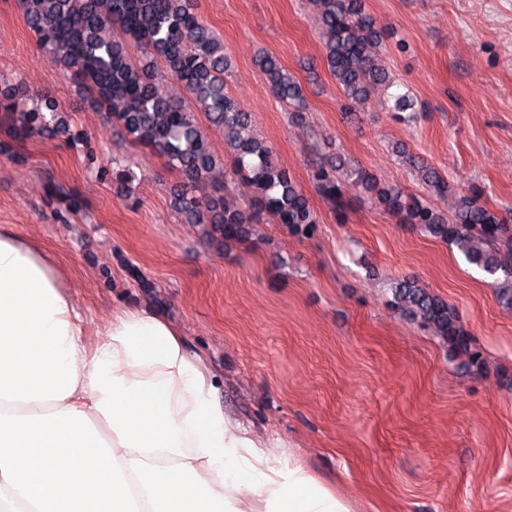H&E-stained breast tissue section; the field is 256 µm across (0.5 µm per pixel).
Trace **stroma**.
I'll use <instances>...</instances> for the list:
<instances>
[{"mask_svg":"<svg viewBox=\"0 0 512 512\" xmlns=\"http://www.w3.org/2000/svg\"><path fill=\"white\" fill-rule=\"evenodd\" d=\"M364 2L390 34V65L417 121L375 99L347 110L310 0H196L232 59L224 83L252 112V135L320 220L310 239L267 223L219 250L172 214L166 187L177 174L165 159L85 104L17 0H0V81L21 83L33 101L56 98L89 142L18 144L0 129V225L55 259L88 345L116 307L166 316L214 375L225 411L291 450L354 512H512V311L454 247L382 208L354 201L337 222L310 178L315 147L328 143L380 183L423 195L394 151L401 144L456 187L480 185L489 206L512 208V0ZM265 51L299 81L303 125L257 69ZM90 148L130 168L133 197L88 172ZM50 182L76 191L85 211L59 219ZM407 274L457 309L486 369L467 368L392 308L391 286Z\"/></svg>","mask_w":512,"mask_h":512,"instance_id":"35a3bbf8","label":"stroma"}]
</instances>
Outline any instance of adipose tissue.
<instances>
[{
	"label": "adipose tissue",
	"instance_id": "adipose-tissue-1",
	"mask_svg": "<svg viewBox=\"0 0 512 512\" xmlns=\"http://www.w3.org/2000/svg\"><path fill=\"white\" fill-rule=\"evenodd\" d=\"M57 264L0 225V512H352L225 414L178 328L115 310L95 347Z\"/></svg>",
	"mask_w": 512,
	"mask_h": 512
}]
</instances>
